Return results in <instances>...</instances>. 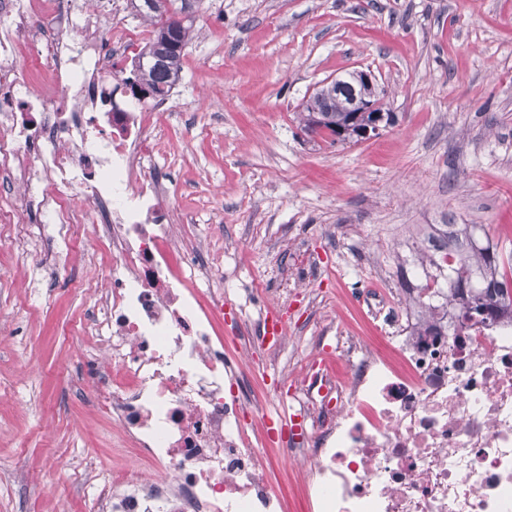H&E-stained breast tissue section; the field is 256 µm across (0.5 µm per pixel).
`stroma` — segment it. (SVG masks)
<instances>
[{"mask_svg":"<svg viewBox=\"0 0 512 512\" xmlns=\"http://www.w3.org/2000/svg\"><path fill=\"white\" fill-rule=\"evenodd\" d=\"M194 14L180 81L141 106L164 114L151 176L191 243L222 256L205 287L267 308L283 249L321 257L316 314L273 367L220 323L253 393L293 384L310 337L375 335L358 294L397 287L428 225L475 224L512 251V0H197ZM353 70L375 75L394 124L356 144L305 134L304 97ZM25 223L0 231V512H86L99 479L136 461L78 381L88 290L111 259L93 233L71 249ZM269 477L283 512H308L291 460L271 452Z\"/></svg>","mask_w":512,"mask_h":512,"instance_id":"1","label":"stroma"}]
</instances>
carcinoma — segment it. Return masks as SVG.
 <instances>
[{
    "label": "carcinoma",
    "mask_w": 512,
    "mask_h": 512,
    "mask_svg": "<svg viewBox=\"0 0 512 512\" xmlns=\"http://www.w3.org/2000/svg\"><path fill=\"white\" fill-rule=\"evenodd\" d=\"M153 4L152 10L140 13L151 30L132 61V75L150 90L152 99L162 102L169 97L183 70L185 49L178 50L173 43L178 40L188 45L192 23L175 32L169 24L175 0H153ZM298 119L303 130L318 131L329 138L336 137L339 130L353 132L359 128L357 113L345 111L334 80L316 89L303 104ZM456 232L457 241L466 243V247L448 267V291L441 293L440 299L450 307L460 306L459 317L463 320L494 317L502 308L512 306V254L505 255L490 244H474V224H458ZM474 275L480 279L478 288L471 282Z\"/></svg>",
    "instance_id": "obj_1"
}]
</instances>
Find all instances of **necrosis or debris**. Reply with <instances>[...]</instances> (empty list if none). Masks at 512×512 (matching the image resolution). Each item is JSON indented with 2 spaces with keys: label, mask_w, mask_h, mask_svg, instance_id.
I'll use <instances>...</instances> for the list:
<instances>
[{
  "label": "necrosis or debris",
  "mask_w": 512,
  "mask_h": 512,
  "mask_svg": "<svg viewBox=\"0 0 512 512\" xmlns=\"http://www.w3.org/2000/svg\"><path fill=\"white\" fill-rule=\"evenodd\" d=\"M140 37L102 33L90 0H0V172L19 188L0 223L89 224L112 259L82 386L141 466L113 470L92 512H281L246 437L266 429L265 402L245 397L216 329L224 296L200 291L212 267L145 171L161 115L113 103ZM363 302L387 316L388 352L342 337L338 375L313 341L286 393L280 449L306 471L310 512H512V316L440 307L422 330L406 292Z\"/></svg>",
  "instance_id": "necrosis-or-debris-1"
}]
</instances>
